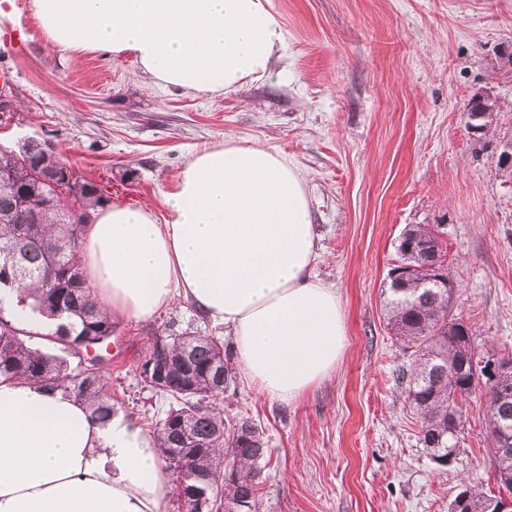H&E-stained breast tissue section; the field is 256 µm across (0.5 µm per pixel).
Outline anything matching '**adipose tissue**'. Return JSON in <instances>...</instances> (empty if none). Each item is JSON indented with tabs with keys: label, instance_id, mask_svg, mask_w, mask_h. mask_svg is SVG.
<instances>
[{
	"label": "adipose tissue",
	"instance_id": "obj_1",
	"mask_svg": "<svg viewBox=\"0 0 512 512\" xmlns=\"http://www.w3.org/2000/svg\"><path fill=\"white\" fill-rule=\"evenodd\" d=\"M47 42L131 57L151 84L226 94L286 48L267 0H33ZM167 216L97 209L80 267L102 311L143 320L175 298L223 324L260 396L293 403L332 375L346 327L317 254L306 187L287 157L235 139L179 171ZM171 481L150 434L94 420L64 391L0 378V512H162Z\"/></svg>",
	"mask_w": 512,
	"mask_h": 512
}]
</instances>
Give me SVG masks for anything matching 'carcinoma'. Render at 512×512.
Segmentation results:
<instances>
[{"label":"carcinoma","mask_w":512,"mask_h":512,"mask_svg":"<svg viewBox=\"0 0 512 512\" xmlns=\"http://www.w3.org/2000/svg\"><path fill=\"white\" fill-rule=\"evenodd\" d=\"M13 173L26 189L29 205L18 208L14 192L0 186V252L16 255L17 265L0 267V289L27 288L20 302L48 317L65 319L53 335L16 326L0 314V377L21 379L39 386L60 389L90 402L94 416L107 421L114 412L107 381L101 374L104 358L82 370L71 366L79 351L107 344L114 335L112 319L94 302L86 288L77 254L90 210L104 204L103 190L82 180L76 198L67 179L74 166L53 150L29 158L0 150V168ZM50 173L62 181L57 208L45 206L50 188L42 176ZM74 200L81 209L74 223L60 211ZM440 239L429 224H411L397 244L398 263L405 269L389 279L388 326L397 342L411 351L410 362L396 372V383L417 416L419 442L433 458L448 457L458 447L453 430L454 411L478 386L486 390L485 422L491 448L501 447L509 436L497 433L500 424L512 425V378L494 381L479 369L481 356L472 343L471 328L454 317L449 293L441 277L448 266L419 250V244ZM433 277L422 287L415 282ZM39 340L58 345L51 354L35 347ZM230 350L213 336L193 331H171L157 336L140 366V374L156 379L157 392L178 402V407L156 423L155 438L163 452L165 468L172 473L184 512H212L226 501L239 512H258L257 487L267 466L268 441L253 423L238 429L210 403L220 400L234 381ZM229 459L232 475L217 481V460ZM497 484L512 486V452L501 456L494 467ZM460 512H490V496L469 486Z\"/></svg>","instance_id":"obj_1"}]
</instances>
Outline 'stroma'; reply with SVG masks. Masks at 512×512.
<instances>
[{
    "instance_id": "35a3bbf8",
    "label": "stroma",
    "mask_w": 512,
    "mask_h": 512,
    "mask_svg": "<svg viewBox=\"0 0 512 512\" xmlns=\"http://www.w3.org/2000/svg\"><path fill=\"white\" fill-rule=\"evenodd\" d=\"M287 40L271 74L223 94L152 86L127 58L46 42L32 0H0V147L50 142L114 206L151 208L198 151L235 139L284 153L305 180L317 238L314 272L336 288L347 343L336 371L291 404L237 378L220 405L269 439L260 512H448L462 486L495 492L485 390L464 408L448 462L420 444L395 382L409 355L383 307L396 244L438 224L455 284L452 313L476 350L512 360V0H269ZM490 88L501 110L483 141L466 106ZM110 343L114 409L153 431L172 406L138 365L168 324L231 343L184 300L147 320L117 317Z\"/></svg>"
}]
</instances>
